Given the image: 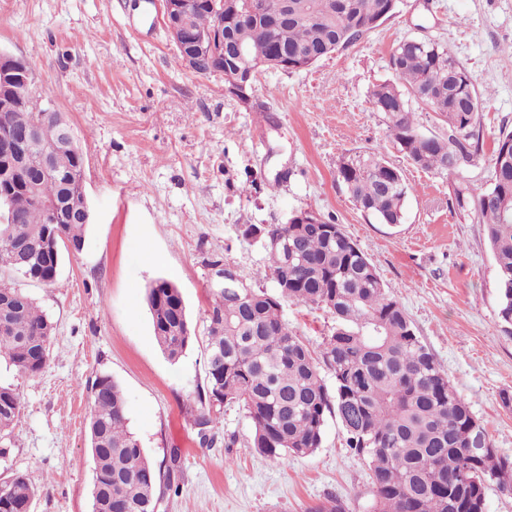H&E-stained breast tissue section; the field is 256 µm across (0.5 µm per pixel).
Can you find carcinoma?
<instances>
[{
    "instance_id": "cac0c4a2",
    "label": "carcinoma",
    "mask_w": 512,
    "mask_h": 512,
    "mask_svg": "<svg viewBox=\"0 0 512 512\" xmlns=\"http://www.w3.org/2000/svg\"><path fill=\"white\" fill-rule=\"evenodd\" d=\"M393 0H249L224 22V70L241 66L243 44L252 60L288 55L284 69H305L353 45L395 13ZM202 31L215 26L203 5L193 15ZM391 65L395 80L372 91L393 142L411 163L449 176L484 149L479 112L483 94L467 69L435 40L399 42ZM29 98L0 96V129L22 119L36 122L40 144L55 149L57 174L44 179L38 152L29 160L35 186L15 192L11 210L0 209V273L56 283L61 250L82 251L87 224L71 214L84 189V157L62 146L56 123L43 121ZM426 105L448 126V137L419 130L413 105ZM338 176L358 209L379 224L404 222L413 188L402 171L375 151L345 155ZM68 213L48 230L45 203ZM449 203L485 226L499 288L498 318L512 335V129L494 140L489 188L474 197L453 183ZM242 235L260 242L267 265L248 272L233 265L237 287L209 285L208 399L194 423L201 445L224 409L237 406L252 425L249 445L267 460L306 457L320 448L327 418L339 421L345 446L363 460L373 486L372 512H486V494L503 490L512 460L498 454L411 319L376 267L344 232L325 220L306 224H249ZM269 276L275 292L254 287ZM327 310L335 319L319 355L289 329L282 301ZM154 336L171 362L184 354L192 328L180 290L168 281L147 292ZM54 326L22 289L0 277V357L28 376L40 374L50 355ZM327 370L331 383L321 375ZM88 441L93 462L92 512H154L158 487L180 489V453L172 448L166 472L148 459L128 425L121 387L109 375L90 386ZM16 388L0 385V438L20 414ZM38 495L22 472L0 484V512H26Z\"/></svg>"
}]
</instances>
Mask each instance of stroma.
<instances>
[{"label": "stroma", "mask_w": 512, "mask_h": 512, "mask_svg": "<svg viewBox=\"0 0 512 512\" xmlns=\"http://www.w3.org/2000/svg\"><path fill=\"white\" fill-rule=\"evenodd\" d=\"M159 0H0V52L25 59L43 100L84 154L91 221L80 253L63 252L56 286L19 280L54 324L34 377L0 360L22 411L1 442L0 478L26 473L33 512H92L89 385L107 374L125 394L131 430L155 465L181 453L179 493L159 512H308L326 498L368 512V470L328 419L320 448L274 464L248 446L252 426L227 408L215 444H198L192 409L207 387L210 261L264 270L246 224H284L311 210L341 224L377 268L417 334L502 456L512 458V337L498 320V276L485 227L448 203L447 176L413 166L392 143L375 86L392 80L401 40L434 39L487 100L485 142L512 128V0H399L360 42L295 72L257 75L251 106L219 74L197 76L169 38ZM374 149L413 192L403 224L369 221L338 177L341 158ZM177 285L195 337L177 362L156 343L146 302ZM283 315L319 348L331 314L294 301Z\"/></svg>", "instance_id": "stroma-1"}]
</instances>
